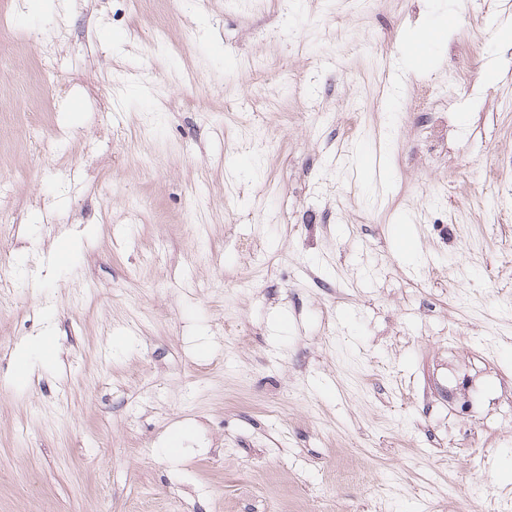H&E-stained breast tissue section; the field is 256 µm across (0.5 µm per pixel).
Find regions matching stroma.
I'll use <instances>...</instances> for the list:
<instances>
[{
    "mask_svg": "<svg viewBox=\"0 0 512 512\" xmlns=\"http://www.w3.org/2000/svg\"><path fill=\"white\" fill-rule=\"evenodd\" d=\"M508 23L0 0V512H512Z\"/></svg>",
    "mask_w": 512,
    "mask_h": 512,
    "instance_id": "stroma-1",
    "label": "stroma"
}]
</instances>
